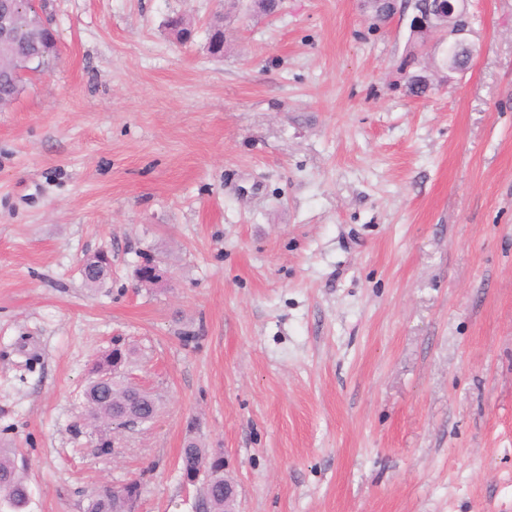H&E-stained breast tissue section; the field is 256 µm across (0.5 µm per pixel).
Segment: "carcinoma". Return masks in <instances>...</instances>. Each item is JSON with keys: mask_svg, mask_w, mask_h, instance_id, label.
Segmentation results:
<instances>
[{"mask_svg": "<svg viewBox=\"0 0 512 512\" xmlns=\"http://www.w3.org/2000/svg\"><path fill=\"white\" fill-rule=\"evenodd\" d=\"M224 41L223 17L217 15L210 25L208 49ZM58 47L48 30H43L36 41L21 40L4 53V57L18 59L34 57L42 70L51 67L57 56ZM19 87L0 76V101L9 107L20 96ZM111 267L103 263L100 253L87 257L82 265V278L86 285L93 287L103 282ZM133 351L113 350L102 357L92 371L84 396L87 404L85 425L91 431L100 432L97 451L101 455L112 453V439L104 430L126 419L141 423L151 421L159 406L153 395L139 391L126 382L121 367L131 363ZM182 477L193 482L200 472L212 476L204 485L203 498L199 501L200 512H224V457L210 453L199 443L190 440L180 456ZM139 495V481L132 480L122 487L104 486L92 498L88 512H131L133 502ZM0 500L12 512H25L30 500L29 484L17 463V449L0 448Z\"/></svg>", "mask_w": 512, "mask_h": 512, "instance_id": "1", "label": "carcinoma"}]
</instances>
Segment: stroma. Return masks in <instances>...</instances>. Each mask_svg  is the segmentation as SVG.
<instances>
[{"instance_id":"1","label":"stroma","mask_w":512,"mask_h":512,"mask_svg":"<svg viewBox=\"0 0 512 512\" xmlns=\"http://www.w3.org/2000/svg\"><path fill=\"white\" fill-rule=\"evenodd\" d=\"M248 5L43 0L60 56L0 112V446L26 512L132 478L135 512H196L191 438L238 512H512V0H471L479 52L421 96L407 20ZM117 342L159 411L110 456L83 389ZM100 253L101 251L88 256L82 265V278L85 284L90 287L96 286L103 282L111 270V267L106 266L103 263V259L101 258ZM182 477L186 482L193 483L197 475L203 471L211 478L204 485L203 498L199 501L202 512H236L237 491L235 485L224 478V457L217 453H208L195 440H189L182 449L180 456Z\"/></svg>"}]
</instances>
